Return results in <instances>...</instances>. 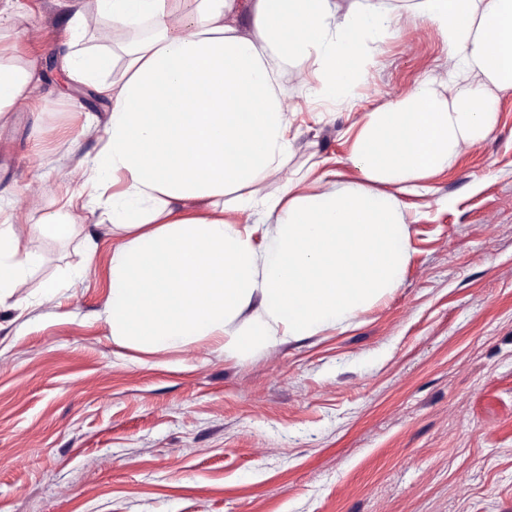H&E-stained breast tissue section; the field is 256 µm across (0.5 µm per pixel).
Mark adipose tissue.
Here are the masks:
<instances>
[{"label":"adipose tissue","mask_w":512,"mask_h":512,"mask_svg":"<svg viewBox=\"0 0 512 512\" xmlns=\"http://www.w3.org/2000/svg\"><path fill=\"white\" fill-rule=\"evenodd\" d=\"M94 3L136 36L59 58L66 89L91 87L108 103L80 205L105 204L121 238L104 308L111 336L147 351L210 336L246 353L348 323L403 279L405 195L487 140L500 93L512 91V0H411L409 16L437 29L454 62L446 84L423 77L362 114L346 158L357 176L342 190L297 179L258 198L249 187L288 159L285 67L316 64L318 98L345 100L365 50L381 48L399 16L385 0H193L188 14L175 0ZM16 15V0H0V118L37 91L36 62L4 43ZM229 187L239 196L225 199ZM228 209L255 225L275 219L273 235L255 242L225 221ZM38 259L0 228V301L22 293Z\"/></svg>","instance_id":"ef3b65f1"}]
</instances>
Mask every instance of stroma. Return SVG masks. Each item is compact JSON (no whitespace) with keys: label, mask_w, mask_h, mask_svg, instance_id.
Masks as SVG:
<instances>
[{"label":"stroma","mask_w":512,"mask_h":512,"mask_svg":"<svg viewBox=\"0 0 512 512\" xmlns=\"http://www.w3.org/2000/svg\"><path fill=\"white\" fill-rule=\"evenodd\" d=\"M18 3L19 49L58 62L65 9ZM450 65L435 27L411 20L345 103L314 110L315 68L287 69L288 161L257 196L321 159L340 189L358 116ZM107 117L92 89L65 98L42 78L0 119V217L23 233L82 193ZM428 185L406 199L398 288L342 327L246 354L114 342L119 240L102 211L69 210L76 238L34 240L24 302L0 304V512H512V93L495 133Z\"/></svg>","instance_id":"35a3bbf8"}]
</instances>
